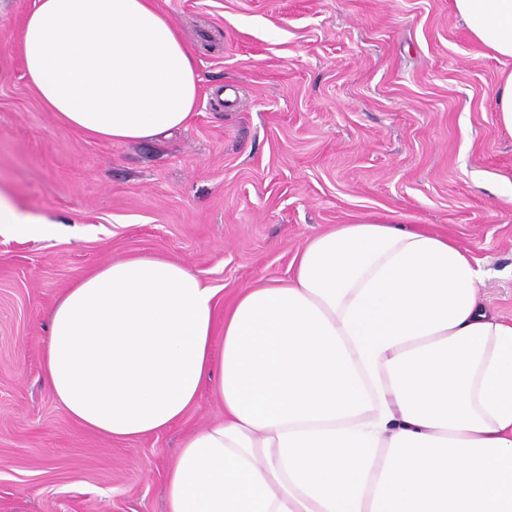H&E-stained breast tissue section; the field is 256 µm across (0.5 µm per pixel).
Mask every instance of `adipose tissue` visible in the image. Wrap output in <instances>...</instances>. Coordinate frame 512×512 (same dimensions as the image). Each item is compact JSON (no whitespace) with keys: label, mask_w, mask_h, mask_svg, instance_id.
Masks as SVG:
<instances>
[{"label":"adipose tissue","mask_w":512,"mask_h":512,"mask_svg":"<svg viewBox=\"0 0 512 512\" xmlns=\"http://www.w3.org/2000/svg\"><path fill=\"white\" fill-rule=\"evenodd\" d=\"M487 55L512 59V0H453ZM26 74L83 134L187 127L193 54L151 0H37ZM57 227L0 191V230ZM448 238L379 217L309 239L284 281L216 288L156 256L109 262L49 311L43 383L114 440L157 434L202 388L224 415L185 437L166 512H512V321Z\"/></svg>","instance_id":"ef3b65f1"}]
</instances>
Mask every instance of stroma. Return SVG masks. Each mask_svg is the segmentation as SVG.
I'll list each match as a JSON object with an SVG mask.
<instances>
[{"mask_svg":"<svg viewBox=\"0 0 512 512\" xmlns=\"http://www.w3.org/2000/svg\"><path fill=\"white\" fill-rule=\"evenodd\" d=\"M200 77L187 128L112 143L59 122L18 49L35 0H0V186L50 238L0 233V512H164L165 472L224 410L210 389L159 435L89 432L42 381L48 312L127 255L187 264L218 305L285 279L305 242L385 217L448 237L512 320V132L452 0H155Z\"/></svg>","mask_w":512,"mask_h":512,"instance_id":"35a3bbf8","label":"stroma"}]
</instances>
